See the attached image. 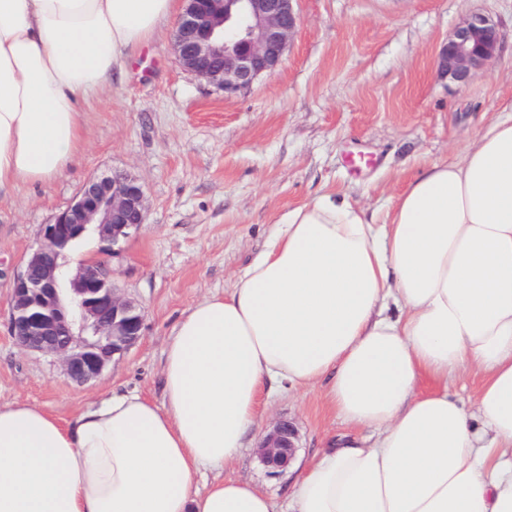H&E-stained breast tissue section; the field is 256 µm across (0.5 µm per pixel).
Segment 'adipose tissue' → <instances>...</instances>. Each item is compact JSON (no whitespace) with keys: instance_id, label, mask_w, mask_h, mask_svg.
Here are the masks:
<instances>
[{"instance_id":"adipose-tissue-1","label":"adipose tissue","mask_w":512,"mask_h":512,"mask_svg":"<svg viewBox=\"0 0 512 512\" xmlns=\"http://www.w3.org/2000/svg\"><path fill=\"white\" fill-rule=\"evenodd\" d=\"M177 7L0 0V196L65 171L87 96ZM473 370L471 410L449 385ZM325 379L377 438L315 457L288 512H512V114L425 164L386 223L333 194L290 209L230 293L182 313L161 404L114 394L64 425L0 404V512H276L219 472L263 393Z\"/></svg>"}]
</instances>
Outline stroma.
Wrapping results in <instances>:
<instances>
[{
    "mask_svg": "<svg viewBox=\"0 0 512 512\" xmlns=\"http://www.w3.org/2000/svg\"><path fill=\"white\" fill-rule=\"evenodd\" d=\"M297 9L280 67L230 97L179 64L168 19L112 91L85 104V146L63 174L0 200L1 405L28 402L65 422L114 392L161 402L180 315L229 292L288 210L336 193L383 221L424 164L457 155L512 103V0H298ZM473 12L492 18L499 43L494 62L460 87L438 74L436 54ZM112 171L139 178L146 222L115 248L86 236L77 254L111 266L115 288L141 306L144 330L96 382L79 385L57 357L11 336V282L44 225L86 180ZM281 417L299 430L303 462L345 438L374 440L337 415L321 386L271 399L265 423ZM262 435L248 436L224 476L282 507L293 476L261 464Z\"/></svg>",
    "mask_w": 512,
    "mask_h": 512,
    "instance_id": "35a3bbf8",
    "label": "stroma"
}]
</instances>
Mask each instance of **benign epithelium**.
<instances>
[{
    "mask_svg": "<svg viewBox=\"0 0 512 512\" xmlns=\"http://www.w3.org/2000/svg\"><path fill=\"white\" fill-rule=\"evenodd\" d=\"M298 0H184L173 32L180 65L232 96L275 71L300 24ZM498 45L496 24L472 13L448 37L437 57L441 76L458 86L489 65ZM146 200L139 179L119 171L89 179L74 202L43 228L12 285L10 332L29 352L57 356L68 378L95 381L114 357L141 338L138 305L118 294L112 270L95 260L69 257L78 229L93 228L114 245L145 223ZM298 430L287 418L275 421L256 454L273 472L295 459Z\"/></svg>",
    "mask_w": 512,
    "mask_h": 512,
    "instance_id": "1",
    "label": "benign epithelium"
}]
</instances>
